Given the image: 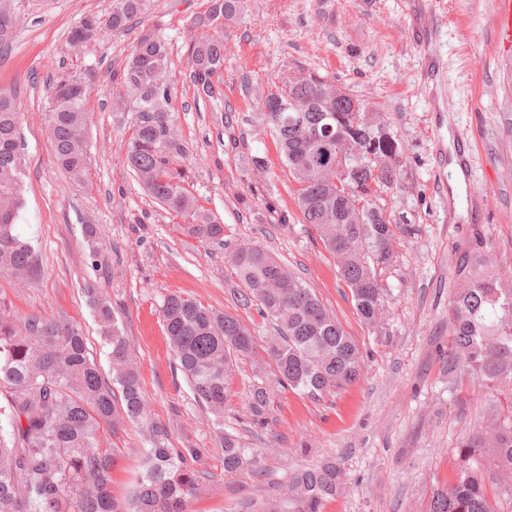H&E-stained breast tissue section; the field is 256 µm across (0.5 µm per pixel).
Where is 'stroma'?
<instances>
[{
  "instance_id": "1",
  "label": "stroma",
  "mask_w": 512,
  "mask_h": 512,
  "mask_svg": "<svg viewBox=\"0 0 512 512\" xmlns=\"http://www.w3.org/2000/svg\"><path fill=\"white\" fill-rule=\"evenodd\" d=\"M496 0H245L224 23V96H197L188 46L195 16L211 0H150L142 20L82 47L68 35L89 13L107 17L112 0H10L13 39L0 51V92L22 112L24 207L17 229L29 238L38 269L27 282L0 275V301L19 316L78 322L104 378L109 349L84 290L106 291L120 316L147 399V420L174 448L204 449L209 474L188 512H258L283 496L291 470L333 460L346 487L324 512H426L432 490L453 482V448L481 421L483 406L463 380L448 391L440 351L448 344V301L455 264L482 240L501 270L512 271V47L495 35ZM164 39L168 85L187 190L224 226L223 244L183 233L188 219L144 195L124 165L132 132L129 94L112 80L135 38ZM445 81L433 85L429 62ZM92 77L86 103L90 166L74 181L55 165L45 120L49 76ZM315 74L366 103L397 137L398 179L375 198L395 232L392 262L379 272L381 321L366 325L327 252L296 205L299 190L273 137L253 124L260 91ZM469 143L476 163L470 191L452 196L456 156ZM262 158L263 167L253 165ZM97 225L88 242L84 227ZM259 244L314 288L364 355L356 386L318 401L274 387L273 371L243 358L227 380L223 430L239 434L263 472L224 471L208 410L198 404L174 360L159 307L178 293L237 318L257 342L274 334L257 305H242V283L225 259ZM271 387L268 427L249 424L247 397ZM99 444L120 449L112 493L123 498L146 444L142 425L120 435L102 425Z\"/></svg>"
}]
</instances>
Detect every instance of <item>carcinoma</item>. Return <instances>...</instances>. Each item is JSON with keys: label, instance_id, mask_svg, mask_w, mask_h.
Wrapping results in <instances>:
<instances>
[{"label": "carcinoma", "instance_id": "obj_1", "mask_svg": "<svg viewBox=\"0 0 512 512\" xmlns=\"http://www.w3.org/2000/svg\"><path fill=\"white\" fill-rule=\"evenodd\" d=\"M148 0H113L106 18L87 14L80 22L96 24L92 40L125 30L147 10ZM240 11V0H211L209 10L192 20L209 33L189 45L190 77L197 94H221L224 66L223 21ZM168 43L146 31L132 45L113 75L134 97V123L125 162L145 193L167 211L191 218L186 232L201 242L224 243V225L200 207L184 187L186 171L173 163L188 155L174 132L175 116L166 80ZM73 78L58 74L47 89L50 143L57 165L81 180L90 165L88 93L62 96ZM260 123L275 138L283 163L300 185L297 205L337 261L358 317L377 324L384 310L378 270L393 257L394 231L373 202L391 187L397 168L391 163L397 139L389 126L371 118L349 93L309 75L302 85L261 97ZM20 112L15 100L0 94V274L18 278L35 269L31 242L16 231L23 206L19 151ZM227 262L245 285L240 300L258 302L274 320L278 335L262 347L283 387L319 401L354 385L360 377L361 352L324 309L314 290L259 244L239 247ZM99 335L110 347L113 380L122 393L115 405L111 387L91 359L81 327L66 318L17 317L0 302V512H186L200 471L199 448H170L165 429L148 427L143 466L123 503L112 496L113 457L98 446L102 424L112 432L130 421H143L146 401L129 343L107 294L86 289ZM160 315L177 367L196 401L213 415L224 472L262 470L250 458L241 437L224 431L225 380L237 359L256 353L248 328L235 317L171 293ZM448 391L459 376L471 378L473 400L495 394L506 400L490 410L485 422L460 440L453 453L456 481L436 488L428 512H499L496 499H512V272L503 276L488 251H476L456 266V288L448 307ZM251 423H268L266 388L251 390ZM343 488L342 469L332 461L291 473L288 492L266 502L262 512H323L325 502Z\"/></svg>", "mask_w": 512, "mask_h": 512}]
</instances>
